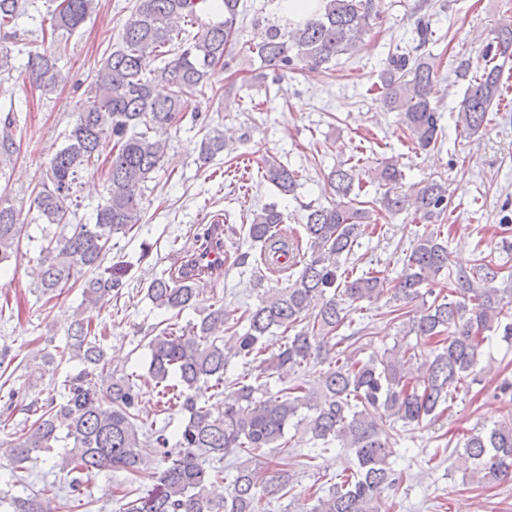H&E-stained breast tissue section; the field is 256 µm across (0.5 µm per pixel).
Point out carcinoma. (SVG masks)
Listing matches in <instances>:
<instances>
[{"instance_id":"obj_1","label":"carcinoma","mask_w":512,"mask_h":512,"mask_svg":"<svg viewBox=\"0 0 512 512\" xmlns=\"http://www.w3.org/2000/svg\"><path fill=\"white\" fill-rule=\"evenodd\" d=\"M98 0H52L50 42L74 34L96 10ZM206 0H136L123 25L120 44L102 60L86 102L64 143L49 161L45 179L33 197L38 217L60 227L40 238L38 267L33 285L51 302L65 288H81L82 306L95 308L102 296H121L125 273L102 267L112 250V239L129 234L140 223L147 183L164 170L166 144L150 136L157 127H177L186 117V103L212 88L215 72L231 67L236 47L254 54L264 68L262 77L280 81L295 67L310 72L352 51L379 16L378 0H321L319 7L298 23L282 28L270 24L258 41L240 42V0H221L204 22L200 4ZM23 0H0V31L5 32L24 14ZM149 56L162 66L148 69ZM512 57V24L495 32L482 52V63H462L472 74L458 112V125L469 136L479 134L502 96V65L497 58ZM24 72L31 84L53 91L63 80L57 59L48 52L28 55ZM164 84L168 94L155 88ZM437 76L422 57L408 53L388 55L378 76L383 104L399 113L408 140L427 151L437 147L444 128L436 101ZM11 114L0 118V167L17 159ZM201 130L198 161L208 164L224 152L223 131L205 123ZM111 143L104 166L106 197L97 205L95 222L75 224L71 207L78 206L74 187L79 171L99 164L105 143ZM263 178L280 195L292 196L299 174L275 157L264 161ZM324 180L336 199L329 204L304 206V235L283 240V213L275 202L246 215L247 242L260 249V261L275 267L274 256L289 246L301 265L283 288H269L258 303L234 320L224 306L202 305L193 276L198 269L184 263L177 272L156 277L146 288L153 307L170 315L166 327L148 341L147 375L106 370L101 338L91 316L75 313L67 327L65 347L58 363L77 361L82 368L65 376L52 394L33 401L27 411L35 416L27 427L11 433L0 449L13 472H26L37 451H49L66 442L60 470L70 475L67 488L81 495L84 476L104 468L121 469L133 477L151 468L141 449L150 442L165 468L155 483L134 499H126L122 512H259L261 498L279 500L293 489L288 428H302L315 442H338L354 457L337 474L327 494L309 489L305 499L314 504L305 512H379L380 494L402 481L389 461L391 439L397 425L418 424L438 417L448 408L452 393L476 375L486 332L502 331L512 342V270L478 256L471 267H449L448 239L440 232L417 237L402 259L395 278L378 270L354 279L339 274L337 258L350 254L367 234V206L378 204L389 215L410 206L425 219L437 220L448 210V181L430 179L415 192L403 189L404 174L397 163L383 161L375 168L360 164L331 169ZM376 186L378 197L362 199L365 183ZM26 225L0 197V276L22 239ZM448 275V294L438 291L439 277ZM385 293L399 301L388 312L390 323L401 322L404 335L425 338L431 351L421 360L410 349L389 355L372 352L360 358L342 344L366 336L354 330L355 304ZM429 296L432 301L424 300ZM422 300V307L409 311ZM187 310L198 312L194 322L179 324ZM293 332L281 350L263 357V339L274 329ZM349 329L345 335L342 330ZM231 336L224 338V331ZM258 369L253 381L237 382L236 394L224 411L214 414L200 403L201 386L224 388L230 360ZM314 359L328 362V370L314 384L284 377ZM281 386L271 391L268 379ZM156 393L153 408L143 405L144 390ZM184 414L185 423L172 435L164 424L148 432L143 420ZM471 461V480L496 484L512 477V418L490 429H473L463 443ZM235 456L228 495H217L211 485L224 479V457ZM5 512H51L50 501L37 492L26 498L0 497Z\"/></svg>"}]
</instances>
